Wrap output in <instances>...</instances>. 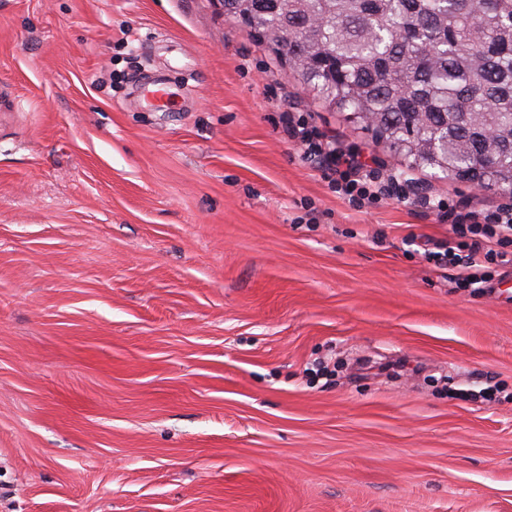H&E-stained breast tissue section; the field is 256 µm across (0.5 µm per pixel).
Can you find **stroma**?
I'll return each mask as SVG.
<instances>
[{"mask_svg": "<svg viewBox=\"0 0 512 512\" xmlns=\"http://www.w3.org/2000/svg\"><path fill=\"white\" fill-rule=\"evenodd\" d=\"M289 107L507 199L407 169L220 0H0V512H512V279L451 287L405 242L436 209L353 208Z\"/></svg>", "mask_w": 512, "mask_h": 512, "instance_id": "1", "label": "stroma"}]
</instances>
